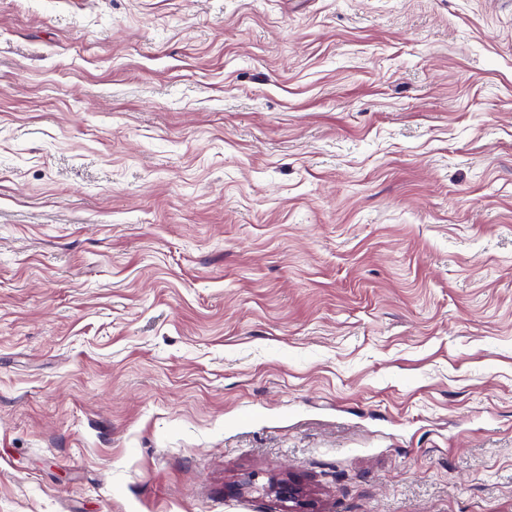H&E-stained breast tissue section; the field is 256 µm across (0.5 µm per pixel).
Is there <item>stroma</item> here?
<instances>
[{
	"mask_svg": "<svg viewBox=\"0 0 512 512\" xmlns=\"http://www.w3.org/2000/svg\"><path fill=\"white\" fill-rule=\"evenodd\" d=\"M512 512V0H0V512Z\"/></svg>",
	"mask_w": 512,
	"mask_h": 512,
	"instance_id": "stroma-1",
	"label": "stroma"
}]
</instances>
